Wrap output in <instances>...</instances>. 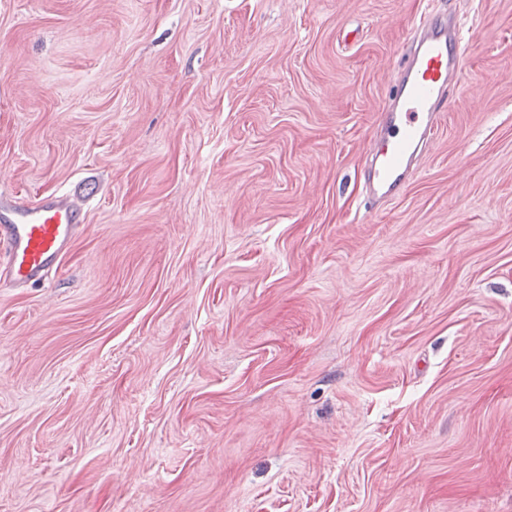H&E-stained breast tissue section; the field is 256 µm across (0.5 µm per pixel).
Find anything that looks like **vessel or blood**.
Returning <instances> with one entry per match:
<instances>
[{
  "instance_id": "vessel-or-blood-1",
  "label": "vessel or blood",
  "mask_w": 512,
  "mask_h": 512,
  "mask_svg": "<svg viewBox=\"0 0 512 512\" xmlns=\"http://www.w3.org/2000/svg\"><path fill=\"white\" fill-rule=\"evenodd\" d=\"M462 55L460 26L447 13L434 14L413 35L367 168L371 201L391 200L416 174L418 158L439 128L438 105L448 81L461 76ZM84 229L82 207L65 195L35 207L18 203L5 209L0 213V283L22 288L41 281Z\"/></svg>"
}]
</instances>
